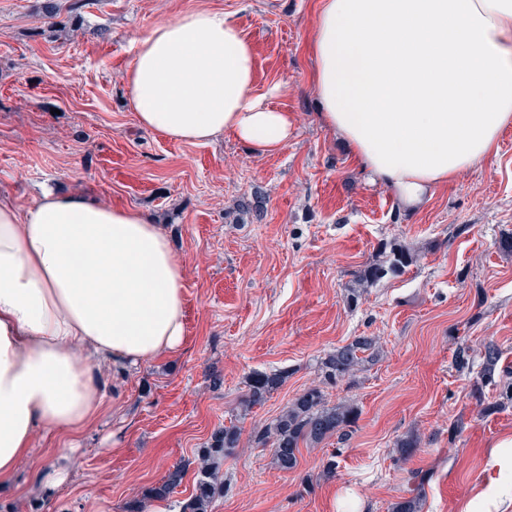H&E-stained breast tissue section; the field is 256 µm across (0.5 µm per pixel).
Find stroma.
Returning a JSON list of instances; mask_svg holds the SVG:
<instances>
[{
    "mask_svg": "<svg viewBox=\"0 0 512 512\" xmlns=\"http://www.w3.org/2000/svg\"><path fill=\"white\" fill-rule=\"evenodd\" d=\"M55 2L49 19L46 0H0V193L29 206L47 189L81 192L147 213L184 265L186 336L138 367L100 365L102 414L65 449L37 433L0 488V512H125L176 464L181 484L146 512H181L198 449L232 422L241 445L212 512H392L416 471L420 512H512L501 467L512 462V404L502 380L477 382L488 342L512 367V253L500 246L512 234V126L496 154L407 209L318 117L319 0ZM199 8L245 32L257 91L287 84L272 100L293 124L281 148L257 152L228 133L194 144L139 125L123 82L137 40ZM394 247L413 257L404 273L355 283ZM362 336L376 339L377 359L322 384L326 354ZM279 370L286 383L245 407L248 377ZM316 384L327 404L356 405L357 422L279 471L251 432ZM411 434L419 445L405 459L395 443ZM63 458L65 481L42 491L43 471Z\"/></svg>",
    "mask_w": 512,
    "mask_h": 512,
    "instance_id": "stroma-1",
    "label": "stroma"
}]
</instances>
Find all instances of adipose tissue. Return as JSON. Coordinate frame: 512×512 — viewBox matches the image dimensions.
<instances>
[{
	"mask_svg": "<svg viewBox=\"0 0 512 512\" xmlns=\"http://www.w3.org/2000/svg\"><path fill=\"white\" fill-rule=\"evenodd\" d=\"M323 125L406 206L488 158L512 125V0H321L311 39ZM145 129L233 134L270 152L292 123L258 93L252 45L224 12L157 22L124 73ZM184 276L159 225L83 194L0 196V485L38 431L101 411L100 361L180 349Z\"/></svg>",
	"mask_w": 512,
	"mask_h": 512,
	"instance_id": "adipose-tissue-1",
	"label": "adipose tissue"
}]
</instances>
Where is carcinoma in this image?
Wrapping results in <instances>:
<instances>
[{
    "label": "carcinoma",
    "mask_w": 512,
    "mask_h": 512,
    "mask_svg": "<svg viewBox=\"0 0 512 512\" xmlns=\"http://www.w3.org/2000/svg\"><path fill=\"white\" fill-rule=\"evenodd\" d=\"M413 262L411 254L401 248L390 251L386 266L374 264L363 269L357 282H372L385 275L398 274ZM376 341L371 337H360L328 353L321 362V370L326 382H338L349 376L366 357L374 356ZM482 377L494 379L500 370L503 352L493 342L484 345ZM286 380V373L280 371L267 374L256 372L247 382V406L262 404L267 396ZM358 418V410L350 403H340L329 407L324 402V394L318 387H310L299 394L286 411L269 426L254 432L258 445L272 448L273 463L281 471H289L297 466L299 445H317L336 435L343 439L349 435ZM241 430L235 424L217 429L210 443L199 449L197 455L198 472L193 493L181 506L182 512H210L212 503L224 495V481L219 478L221 464L231 450L240 446ZM184 469L176 465L169 470L161 484L148 490L154 498H164L181 483Z\"/></svg>",
    "instance_id": "carcinoma-1"
}]
</instances>
